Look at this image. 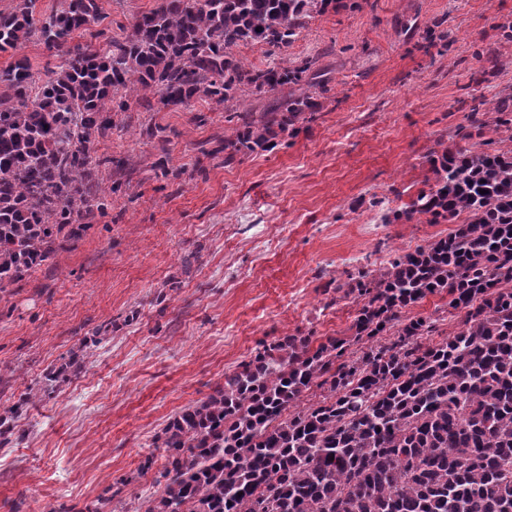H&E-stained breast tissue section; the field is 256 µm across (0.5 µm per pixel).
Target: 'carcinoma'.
<instances>
[{"label":"carcinoma","instance_id":"carcinoma-1","mask_svg":"<svg viewBox=\"0 0 512 512\" xmlns=\"http://www.w3.org/2000/svg\"><path fill=\"white\" fill-rule=\"evenodd\" d=\"M340 0H163L122 41L74 48L35 76L25 58L0 70V288L18 284L104 212L96 179L111 162L96 138L111 112L152 99L218 103L239 90L296 85L315 61L257 68L233 54L243 41L288 46ZM35 0L0 12V52L36 37L60 49L76 31L98 39V0H65L40 20ZM322 104L289 96L269 111L237 113L225 160L275 146L277 132ZM474 106L470 126L512 139V112ZM438 175L394 219L428 223L467 213L454 233L362 273L350 330L369 343L347 356L330 338L285 336L224 377V388L165 427L163 495L145 512H512V155L433 150ZM446 292L464 312L448 340L425 346L430 325L399 312ZM398 327L388 345L376 337ZM329 396L298 407L312 387Z\"/></svg>","mask_w":512,"mask_h":512}]
</instances>
